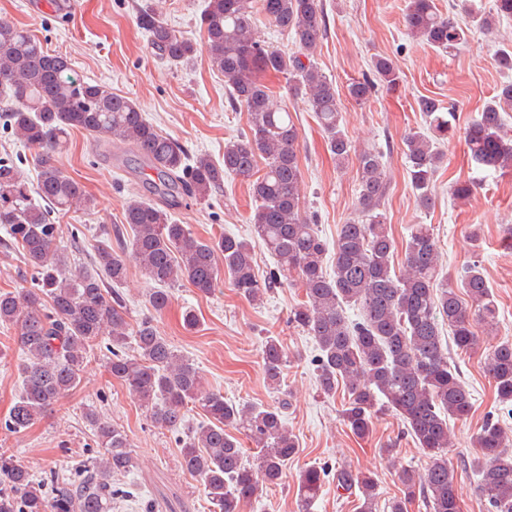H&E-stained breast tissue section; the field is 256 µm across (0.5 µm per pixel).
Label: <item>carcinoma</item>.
Wrapping results in <instances>:
<instances>
[{
	"instance_id": "cac0c4a2",
	"label": "carcinoma",
	"mask_w": 512,
	"mask_h": 512,
	"mask_svg": "<svg viewBox=\"0 0 512 512\" xmlns=\"http://www.w3.org/2000/svg\"><path fill=\"white\" fill-rule=\"evenodd\" d=\"M261 18L290 33L297 52L288 56L259 40L255 25ZM499 18H512V0H494L491 14L468 7L461 19L443 16L435 0H408L406 7L410 35L445 51L466 39L469 24L490 31ZM137 24L149 34L155 53L173 66L190 61L198 51L196 42L152 11H141ZM201 24L212 68L224 75L231 104L248 114V134L224 146L221 164L205 155L187 163L184 147L150 123L133 99L80 79L67 56L45 50L25 29L0 19V96L9 100L7 121L35 151L38 168L32 188L18 167L0 162V225L34 281L30 289L0 292V323L19 328L27 356L19 368L22 389L5 429L25 432L75 389L88 354L105 334L109 373L155 426L179 430L190 404L206 414L207 423L179 439L182 467L199 478L215 512H243L260 486L279 484L283 466L298 452L283 420L288 405V392L281 389L288 362L283 341L267 336L262 347L265 377L277 401L232 403L204 388L194 365L159 335L152 319L130 328L122 300L107 284L127 278L128 247L146 278L157 285L148 295L156 313L167 309L170 287L178 282L208 295L227 277L241 297L257 302L291 276L306 300L294 309L290 322L316 341L320 392L332 398L339 384L347 387L343 420L358 437L369 435L380 411L395 413L429 459L421 471H401L402 496L392 501L390 512H408L407 505L419 494L429 512H461L463 490L446 456L452 447L448 420L468 416L472 404L450 363L443 326L450 329L453 345L468 351L478 344L473 316L489 329L496 325L497 306L483 269L476 262L467 264L457 272L456 284L449 283L441 272L432 225L414 224L403 270H394L396 243L379 212L389 189L382 156L354 148L341 125L336 84L305 62L326 31L322 0H208ZM372 67L373 77L349 86L351 97L360 103L369 101L379 84L392 89L399 82L389 58L377 57ZM278 74L288 78L290 90L314 112L336 162L356 160L360 218L341 226L331 274L323 268L326 243L300 205L298 129L288 111L269 103L264 77ZM418 107L430 119L433 136L411 133L404 155L417 201L428 208L434 176L444 159L437 144L448 140L452 126L437 100L422 97ZM511 108L512 83L501 86L467 128V152L477 165L512 172V138L502 135L503 112ZM75 130L131 147L156 175L151 189L165 203L160 207L140 197L130 200L124 223L131 240L115 226L117 247L99 250L95 269L78 273L69 269L56 245L58 225L50 212L31 200L35 193L60 211L95 208L84 187L58 161ZM260 156L265 159L261 175ZM226 174L249 184L253 239L223 235L202 240L171 220L169 208L185 196L209 200L224 185ZM256 243L277 259L276 270L263 280L254 268ZM351 305L360 310L356 320L345 316V307ZM484 364L499 402L512 406V343L489 346ZM87 418L104 453L84 467L77 484L54 473L35 480L13 457L0 455V512H112V498L119 490L111 478L132 466L130 443L123 431L96 413ZM232 429L243 431L260 447L254 465L245 463ZM511 440L492 417L477 438L480 453L472 467L489 512H512V453L506 448ZM329 476L338 490H358L360 512H373L374 478L346 466L333 472L305 469L299 477L300 512H310Z\"/></svg>"
}]
</instances>
